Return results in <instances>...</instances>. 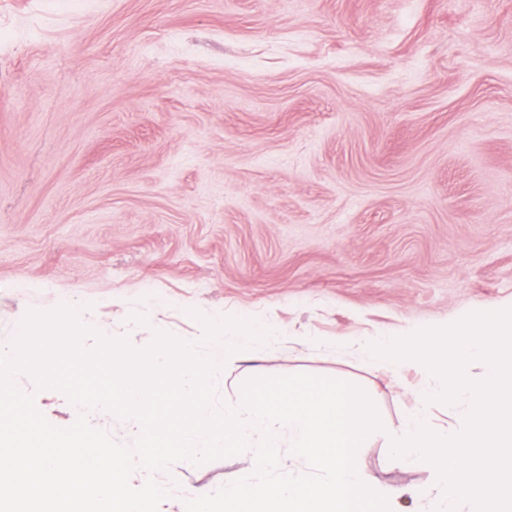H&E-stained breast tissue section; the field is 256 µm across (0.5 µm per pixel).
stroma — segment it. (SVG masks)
<instances>
[{
    "mask_svg": "<svg viewBox=\"0 0 512 512\" xmlns=\"http://www.w3.org/2000/svg\"><path fill=\"white\" fill-rule=\"evenodd\" d=\"M62 293L136 349L200 313L275 324L219 400L308 374L399 429L439 380L363 338L512 306V0H0V344ZM356 464L393 512L443 500L386 437ZM254 469L249 449L130 482L185 512Z\"/></svg>",
    "mask_w": 512,
    "mask_h": 512,
    "instance_id": "obj_1",
    "label": "stroma"
}]
</instances>
